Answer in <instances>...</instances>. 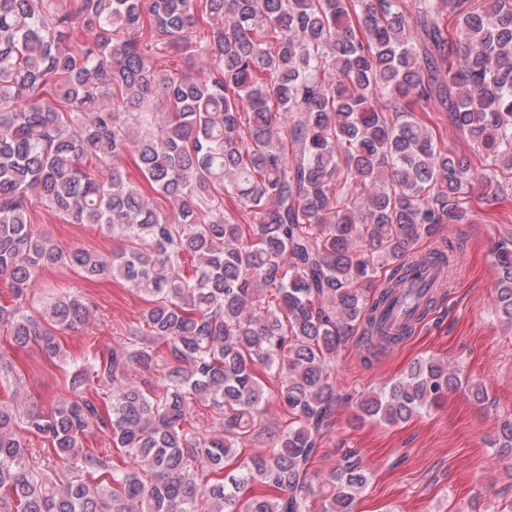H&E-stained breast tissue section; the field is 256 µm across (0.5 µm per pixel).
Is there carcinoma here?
<instances>
[{
  "label": "carcinoma",
  "mask_w": 512,
  "mask_h": 512,
  "mask_svg": "<svg viewBox=\"0 0 512 512\" xmlns=\"http://www.w3.org/2000/svg\"><path fill=\"white\" fill-rule=\"evenodd\" d=\"M138 32L206 75L158 68ZM436 103L482 168L438 145ZM504 172L512 0H0V325L66 360L57 333L87 303L23 306L57 266L146 302L50 413L0 402V512H351L368 483L356 450L312 501L340 400L329 364L351 339L373 353L412 333L451 263L440 229L470 221L475 189L508 193ZM38 202L123 247L59 248L34 233ZM494 264L512 325V246ZM457 390L486 403L462 365L427 356L356 405L397 425ZM272 399L288 422L249 454ZM30 435L53 464L30 461ZM490 444L512 454V417Z\"/></svg>",
  "instance_id": "obj_1"
}]
</instances>
